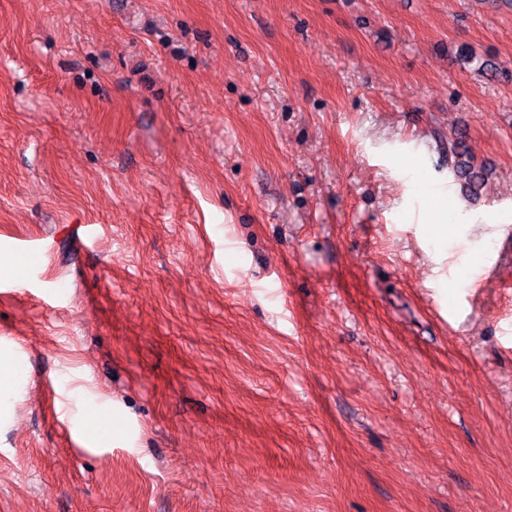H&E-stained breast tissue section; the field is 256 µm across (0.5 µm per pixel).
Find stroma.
<instances>
[{"label": "stroma", "mask_w": 512, "mask_h": 512, "mask_svg": "<svg viewBox=\"0 0 512 512\" xmlns=\"http://www.w3.org/2000/svg\"><path fill=\"white\" fill-rule=\"evenodd\" d=\"M510 228L505 0H0V512H512ZM469 147L466 142V137L460 134H454L453 137H448V166L453 161V170L455 174L464 179V188L472 195H478V192L485 185V177L487 176L488 168L484 164L475 163L473 156H468ZM467 157V160H462V157ZM457 159V160H456ZM460 159V160H459ZM20 385L19 370H16V358L13 353L0 352V408L2 416V401L14 396Z\"/></svg>", "instance_id": "1"}]
</instances>
